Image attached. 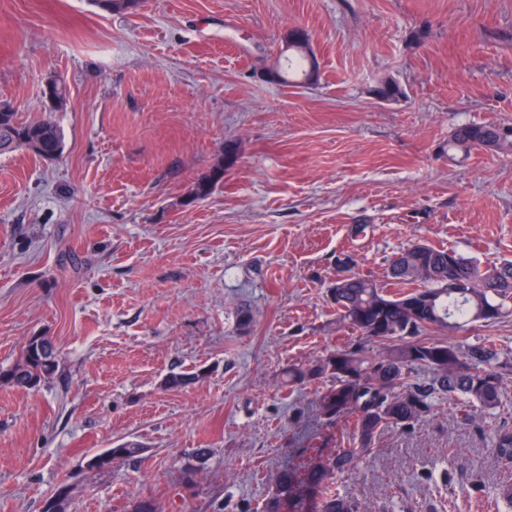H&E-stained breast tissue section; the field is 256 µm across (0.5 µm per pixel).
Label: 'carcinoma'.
I'll use <instances>...</instances> for the list:
<instances>
[{
	"mask_svg": "<svg viewBox=\"0 0 512 512\" xmlns=\"http://www.w3.org/2000/svg\"><path fill=\"white\" fill-rule=\"evenodd\" d=\"M95 2L109 13L136 7V0ZM289 45L285 83L306 72L315 58L309 42ZM375 93L386 101L403 95L391 78L382 80ZM42 95L48 111L62 109L68 101L65 80L46 82ZM57 149H64V141L55 123L22 120L13 105L0 103V155L25 150L44 159ZM487 150L512 153V125L469 122L448 135L450 159ZM237 161V148L225 145L210 170L195 182L191 200L209 196ZM385 278L382 282L353 272L336 259V280L328 292L340 305L338 321L361 339L324 358L290 366L283 376L289 388L331 379L330 386L318 392L315 411L324 425L336 429L335 444L325 454L299 449L296 464L276 471L262 512H371L368 505L335 491L333 484L375 454L384 430L407 432L445 401L463 416L473 408L494 414L503 406L512 381V354L485 336L464 343L427 334H464L477 324L489 327L512 316V260L485 263L453 247L418 241L390 257ZM389 286L408 290L391 295ZM44 343L42 336L30 337L17 361L0 370V381L27 390L47 383L52 375H42L46 360L57 356L54 347ZM421 370L428 371V377L413 378ZM204 376L203 371L171 372L163 386L184 388ZM143 450L136 441H116L93 454L98 463L89 470L107 474L113 461L135 460ZM489 452L512 460V426H498L490 433Z\"/></svg>",
	"mask_w": 512,
	"mask_h": 512,
	"instance_id": "carcinoma-1",
	"label": "carcinoma"
}]
</instances>
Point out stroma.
<instances>
[{
	"label": "stroma",
	"instance_id": "1",
	"mask_svg": "<svg viewBox=\"0 0 512 512\" xmlns=\"http://www.w3.org/2000/svg\"><path fill=\"white\" fill-rule=\"evenodd\" d=\"M295 26L317 79L262 80ZM53 75L62 156H0V369L36 335L59 360L40 391L0 384V512H43L64 485L67 512H260L292 448L326 436L317 385L289 393L282 372L358 338L328 293L337 255L378 278L420 239L512 258V154L447 147L459 124H512V0H0V102L41 116ZM386 76L399 100L377 97ZM229 142L237 164L191 201ZM499 420L512 393L494 419L440 404L337 489L373 512H498ZM122 439L138 460L87 469ZM67 85L64 79L56 78L46 82L42 91L45 102H48V111L55 112L63 109L67 104Z\"/></svg>",
	"mask_w": 512,
	"mask_h": 512
}]
</instances>
